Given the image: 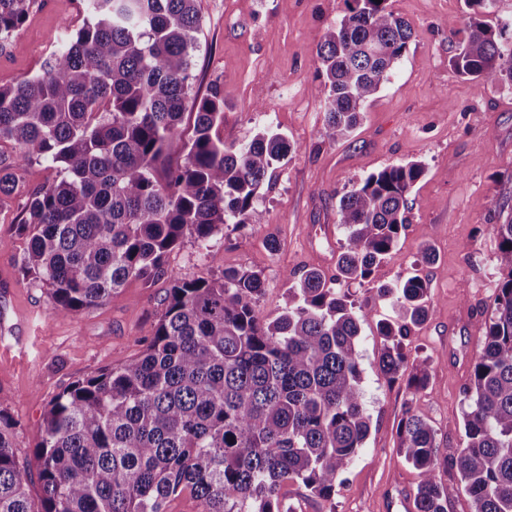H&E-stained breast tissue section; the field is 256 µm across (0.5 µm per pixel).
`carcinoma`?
Returning a JSON list of instances; mask_svg holds the SVG:
<instances>
[{
  "mask_svg": "<svg viewBox=\"0 0 512 512\" xmlns=\"http://www.w3.org/2000/svg\"><path fill=\"white\" fill-rule=\"evenodd\" d=\"M347 12L316 46L329 86V141L350 135L413 38L386 0H346ZM197 0H87L88 17L41 65L0 86V194L14 167L44 162L53 182L30 194L13 225L25 242L23 278L46 288L51 312L102 305L129 280L165 277L164 312L140 353L71 383L44 413L34 448L42 496L27 493L29 464L12 444L18 421L0 407V512H169L188 492L198 512H296L292 481L330 501L370 431L360 388V322L341 282L367 281L407 224L419 161L388 166L343 193L347 237L336 277L304 272L275 317L257 307L261 274L228 269L184 280L165 257L186 237L207 246L225 224H258L257 200L290 152L263 129L238 146L220 134L224 99L191 97L201 18ZM491 0H465L460 48L450 59L471 81L512 89V20H481ZM31 0H0V42L25 23ZM195 108L183 160L187 104ZM499 277L484 346L463 389L465 445L453 459L436 431L406 412L399 451L418 471L415 512H448L459 489L473 512H512V215L492 225ZM396 313L379 322V368L426 388L427 366L407 372L403 340L428 316V285L410 275L381 289ZM457 469L458 486L440 472Z\"/></svg>",
  "mask_w": 512,
  "mask_h": 512,
  "instance_id": "obj_1",
  "label": "carcinoma"
}]
</instances>
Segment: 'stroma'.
I'll list each match as a JSON object with an SVG mask.
<instances>
[{
    "label": "stroma",
    "mask_w": 512,
    "mask_h": 512,
    "mask_svg": "<svg viewBox=\"0 0 512 512\" xmlns=\"http://www.w3.org/2000/svg\"><path fill=\"white\" fill-rule=\"evenodd\" d=\"M388 7L411 24L414 37L356 130L328 142L320 133L329 88L313 50L345 14V0H197L193 95L223 96L225 144L270 127L287 136L292 150L258 202L261 223L224 225L206 247L184 238L166 258L169 270L187 280L217 278L227 269L261 273L258 305L278 315L304 271L335 274L346 234L337 222L340 196L387 166H425L396 247L366 282L344 287L356 311L368 315L358 350L369 436L332 501L295 483L283 487L296 512H414L419 475L398 451L406 413L425 419L443 452L456 456L464 439L462 389L481 352V325L500 276L492 227L512 212V90L492 78L467 80L450 64L461 37L448 23L463 18L464 0H388ZM86 14V0H32L22 29L0 43V85L38 73ZM14 174L16 192L0 196V398L19 422L14 442L25 462L53 398L139 353L165 308L169 283L133 280L100 307L52 315L44 288L20 274L25 244L10 229L25 218L23 198L56 172L33 162ZM427 250L434 255L429 262ZM414 274L427 282L430 305L404 342L411 361L429 370L427 387L417 392L405 380L388 381L378 367L384 338L377 323L392 314L379 290Z\"/></svg>",
    "instance_id": "1"
}]
</instances>
